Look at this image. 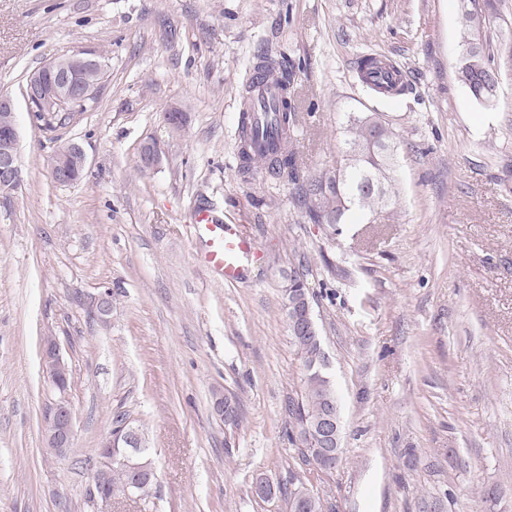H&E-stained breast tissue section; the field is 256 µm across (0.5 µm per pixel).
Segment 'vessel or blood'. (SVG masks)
Segmentation results:
<instances>
[{
  "instance_id": "vessel-or-blood-1",
  "label": "vessel or blood",
  "mask_w": 512,
  "mask_h": 512,
  "mask_svg": "<svg viewBox=\"0 0 512 512\" xmlns=\"http://www.w3.org/2000/svg\"><path fill=\"white\" fill-rule=\"evenodd\" d=\"M194 230L206 243L201 255L203 265L225 282H240L249 267L259 260L249 236L230 225L216 222L207 210L197 212Z\"/></svg>"
}]
</instances>
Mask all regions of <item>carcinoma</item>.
Returning <instances> with one entry per match:
<instances>
[{
    "label": "carcinoma",
    "mask_w": 512,
    "mask_h": 512,
    "mask_svg": "<svg viewBox=\"0 0 512 512\" xmlns=\"http://www.w3.org/2000/svg\"><path fill=\"white\" fill-rule=\"evenodd\" d=\"M464 32L462 46L474 51V61L458 67V78L479 103L495 97L494 90L501 72L494 66L491 41H483L469 12H463ZM398 67L372 54L358 61V73L364 90L374 95L397 97L406 85L395 83ZM294 72L292 68L274 62L265 54L257 61L244 84L242 116L239 126L241 158L245 167L265 171L276 178L300 183L302 197L311 219L318 224L346 223L354 210L383 209L390 200L394 182V162L386 152L371 146L372 127L358 119L350 120L349 139L342 151L340 166L330 174L299 181L295 153L290 148L291 128L295 122V105L289 92ZM271 85L276 93L268 98L259 95V89ZM302 290V279L296 276L283 288V306L287 317L295 308L293 298ZM304 355L305 364L319 365L327 359L322 341L311 336L293 337ZM336 401L335 385L328 372L316 370L306 373L301 397L289 404L288 441L298 448H312L310 427L324 414L330 402ZM129 474L118 462L99 477L93 472L91 483L101 485L111 497H124L129 485ZM277 491L288 504V512H325V505L299 476L277 486Z\"/></svg>",
    "instance_id": "carcinoma-1"
}]
</instances>
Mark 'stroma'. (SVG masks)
Here are the masks:
<instances>
[{
	"mask_svg": "<svg viewBox=\"0 0 512 512\" xmlns=\"http://www.w3.org/2000/svg\"><path fill=\"white\" fill-rule=\"evenodd\" d=\"M495 6L502 80L488 107L457 79L460 0H0L22 170L0 194V512H288L254 482L292 472L328 512H512V0ZM77 49L107 60L99 99L47 127L27 77ZM262 51L297 68L301 178L335 169L351 117L398 135L387 208L317 224L297 184L243 173L241 94ZM366 54L400 67L404 95L363 91ZM69 140L87 166L61 184L50 160ZM150 141L163 156L147 169ZM201 208L263 254L243 282L201 266ZM291 271L313 288L342 406L328 474L284 435L304 375L283 309ZM108 291L102 322L90 306ZM50 340L75 415L63 458L45 449ZM224 397L238 422L216 413ZM119 412L157 479L144 499L90 507Z\"/></svg>",
	"mask_w": 512,
	"mask_h": 512,
	"instance_id": "35a3bbf8",
	"label": "stroma"
}]
</instances>
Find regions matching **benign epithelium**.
Returning a JSON list of instances; mask_svg holds the SVG:
<instances>
[{"label": "benign epithelium", "mask_w": 512, "mask_h": 512, "mask_svg": "<svg viewBox=\"0 0 512 512\" xmlns=\"http://www.w3.org/2000/svg\"><path fill=\"white\" fill-rule=\"evenodd\" d=\"M107 62L100 55H93L83 50H74L48 61L28 80L25 95L31 109L41 108L42 112L51 114L61 112L78 100L95 96L100 83L83 80V75L90 71H103ZM86 156L82 147L74 142L67 143L51 156V175L59 183L69 184L76 181L78 172L85 168ZM21 181V168L18 160V130L16 110L11 97L0 94V192L8 193ZM112 302L107 293H102L92 304L93 314L104 321L111 313ZM318 332L313 320L311 300H306L303 315L291 320V333L296 336H308ZM46 376L53 385H58L59 373L66 368L56 345H48L44 352ZM123 441L115 443L112 436H107L100 448L99 457L112 461L116 454L125 460L132 459L141 447L137 442V429L131 422H126ZM342 407L340 402L332 403L321 419L319 426L320 445L329 460L341 459ZM74 437V411L70 403L59 399L52 407L48 417L47 442L56 448H68Z\"/></svg>", "instance_id": "7a95c632"}]
</instances>
